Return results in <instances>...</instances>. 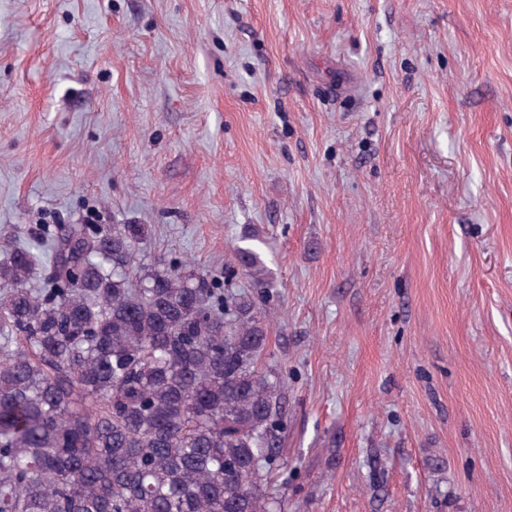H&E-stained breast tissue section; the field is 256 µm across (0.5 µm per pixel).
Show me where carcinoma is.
<instances>
[{
    "mask_svg": "<svg viewBox=\"0 0 512 512\" xmlns=\"http://www.w3.org/2000/svg\"><path fill=\"white\" fill-rule=\"evenodd\" d=\"M144 224H41L0 262V512H281L268 269L145 261Z\"/></svg>",
    "mask_w": 512,
    "mask_h": 512,
    "instance_id": "obj_1",
    "label": "carcinoma"
}]
</instances>
